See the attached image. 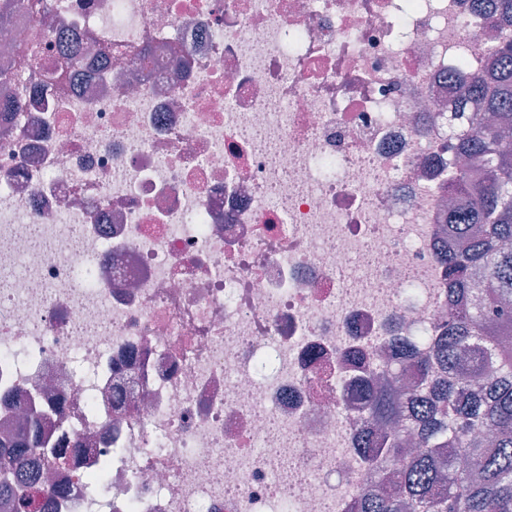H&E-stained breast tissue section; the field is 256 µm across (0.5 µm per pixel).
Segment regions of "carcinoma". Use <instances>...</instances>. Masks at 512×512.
I'll return each instance as SVG.
<instances>
[{
	"instance_id": "carcinoma-1",
	"label": "carcinoma",
	"mask_w": 512,
	"mask_h": 512,
	"mask_svg": "<svg viewBox=\"0 0 512 512\" xmlns=\"http://www.w3.org/2000/svg\"><path fill=\"white\" fill-rule=\"evenodd\" d=\"M485 22L494 31L512 23V0H495ZM498 58L488 75L467 85L481 111L497 117L478 123L448 150L469 161L451 183L456 205L448 223L461 247L444 256L448 273V323L432 350L391 337L379 368L359 371L348 385L359 390L368 418L380 432L359 434L357 449L377 475L348 512H512V35L483 45ZM419 376L409 391L396 388L406 368ZM74 448H48L25 430L0 446V473L28 469L0 497L14 512H28L32 494L58 493L38 473L67 464Z\"/></svg>"
}]
</instances>
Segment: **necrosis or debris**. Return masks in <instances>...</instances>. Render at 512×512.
Masks as SVG:
<instances>
[{"instance_id":"1","label":"necrosis or debris","mask_w":512,"mask_h":512,"mask_svg":"<svg viewBox=\"0 0 512 512\" xmlns=\"http://www.w3.org/2000/svg\"><path fill=\"white\" fill-rule=\"evenodd\" d=\"M10 13L0 101L57 87L0 114V439L79 448L49 512H347L344 349L447 314L446 144L496 65L472 0Z\"/></svg>"}]
</instances>
